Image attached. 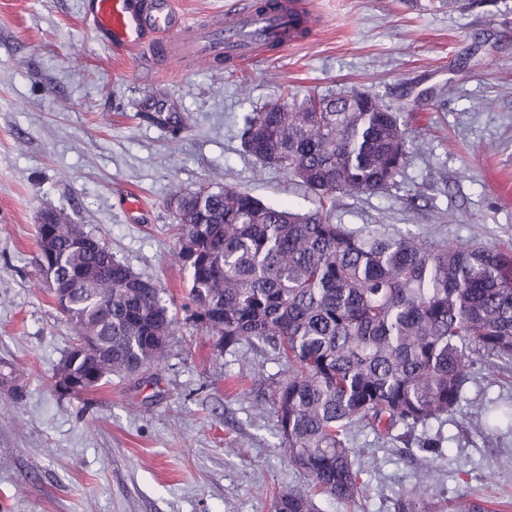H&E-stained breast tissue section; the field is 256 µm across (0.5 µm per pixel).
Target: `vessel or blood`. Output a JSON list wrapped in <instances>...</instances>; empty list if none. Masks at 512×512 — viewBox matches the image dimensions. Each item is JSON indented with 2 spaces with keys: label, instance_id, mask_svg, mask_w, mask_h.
<instances>
[{
  "label": "vessel or blood",
  "instance_id": "obj_1",
  "mask_svg": "<svg viewBox=\"0 0 512 512\" xmlns=\"http://www.w3.org/2000/svg\"><path fill=\"white\" fill-rule=\"evenodd\" d=\"M86 13L109 43L142 50L159 69L177 56L190 63L231 58L246 64L258 57L260 40H277L282 49L290 44L283 35L287 10L262 11L254 0L194 25L185 22L173 0H88Z\"/></svg>",
  "mask_w": 512,
  "mask_h": 512
}]
</instances>
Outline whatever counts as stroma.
Returning <instances> with one entry per match:
<instances>
[{
	"mask_svg": "<svg viewBox=\"0 0 512 512\" xmlns=\"http://www.w3.org/2000/svg\"><path fill=\"white\" fill-rule=\"evenodd\" d=\"M318 25L284 51L155 70L118 54L85 20V0H0V512H273L300 481L280 446L271 392L284 366L263 348L217 353L188 318L171 186L237 185L304 213L315 197L244 154L246 113L285 91L356 89L400 108L408 165L388 190L342 195L335 223L494 248L512 243V0L418 12L406 0H306ZM54 212L165 290L169 354L143 379L94 391L53 386L73 340L35 263ZM464 411L404 440L355 433L369 485L358 504L315 496L319 512H394L424 490L442 512L512 501V374L477 368ZM497 410L493 432L466 408ZM442 433L420 486L418 438Z\"/></svg>",
	"mask_w": 512,
	"mask_h": 512,
	"instance_id": "1",
	"label": "stroma"
}]
</instances>
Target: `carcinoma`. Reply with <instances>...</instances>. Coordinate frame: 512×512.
Segmentation results:
<instances>
[{
  "label": "carcinoma",
  "instance_id": "cac0c4a2",
  "mask_svg": "<svg viewBox=\"0 0 512 512\" xmlns=\"http://www.w3.org/2000/svg\"><path fill=\"white\" fill-rule=\"evenodd\" d=\"M241 144L317 205L301 214L232 184L172 187L190 317L218 352L263 346L288 366L273 400L282 448L306 484L280 489L274 512H316L317 494L354 503L368 486L350 448L354 429L405 438L462 409L468 367L512 372V246L427 244L332 221L336 196L385 190L409 159L400 113L366 92L248 112ZM49 231L38 227L35 261L67 286L55 301L73 343L90 339L98 350L76 365L89 377L76 394L159 365L175 323L162 289L75 225ZM469 418L484 430L496 422L484 407ZM395 512L437 507L406 494Z\"/></svg>",
  "mask_w": 512,
  "mask_h": 512
}]
</instances>
